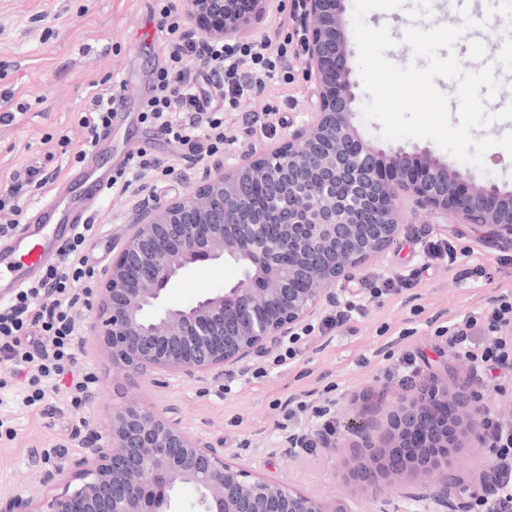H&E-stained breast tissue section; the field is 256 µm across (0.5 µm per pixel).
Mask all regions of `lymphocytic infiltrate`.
<instances>
[{
    "label": "lymphocytic infiltrate",
    "mask_w": 512,
    "mask_h": 512,
    "mask_svg": "<svg viewBox=\"0 0 512 512\" xmlns=\"http://www.w3.org/2000/svg\"><path fill=\"white\" fill-rule=\"evenodd\" d=\"M172 0L160 8L167 65L157 75L141 104V121L151 123L166 138L170 160L130 155L114 170L110 191L135 196L144 191L142 172L170 176L172 158L185 145H193L204 160L223 148L224 120L221 108L236 107L275 76L276 58L287 55L285 47H273L264 38L229 48L223 42L194 36L173 21ZM121 102L120 87L94 95L84 109L82 123L88 136L76 153L85 161L99 142L100 130L110 127ZM99 233L95 224H81L60 249L58 260L12 298L0 302V361L9 372L23 378L17 396L26 406L42 404L48 395H63L80 404L93 379L79 366L82 340L75 309L87 300L86 285L94 273L85 254ZM512 296H500L487 313L464 318L448 330V342L481 371L491 373L502 386L512 385ZM482 440L492 454L490 473L477 493L480 512H512V417L487 416Z\"/></svg>",
    "instance_id": "lymphocytic-infiltrate-1"
}]
</instances>
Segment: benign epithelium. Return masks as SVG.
I'll use <instances>...</instances> for the list:
<instances>
[{"mask_svg": "<svg viewBox=\"0 0 512 512\" xmlns=\"http://www.w3.org/2000/svg\"><path fill=\"white\" fill-rule=\"evenodd\" d=\"M269 2L187 0L186 14L191 27L232 41L257 29ZM345 10V0H293L298 61L315 85L305 123L204 167L193 195L136 214L98 289L95 340L112 367L153 383L243 369L343 300L346 283L397 242L402 201L438 224H474L512 242L511 190L467 185L427 149L385 151L360 137ZM215 261L237 264L241 278L188 305L166 304L178 279ZM484 419L474 382L450 386L430 374L385 427L355 428L362 448L353 477L378 500L416 475L422 512H452L453 456L480 437ZM75 439L82 456L43 475L61 493L1 495L0 512H173L185 485L197 492L198 512H344L259 472L245 448L225 455L171 408L115 406L106 441Z\"/></svg>", "mask_w": 512, "mask_h": 512, "instance_id": "1", "label": "benign epithelium"}]
</instances>
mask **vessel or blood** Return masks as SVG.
I'll list each match as a JSON object with an SVG mask.
<instances>
[{"label": "vessel or blood", "instance_id": "obj_1", "mask_svg": "<svg viewBox=\"0 0 512 512\" xmlns=\"http://www.w3.org/2000/svg\"><path fill=\"white\" fill-rule=\"evenodd\" d=\"M111 170L84 172L55 188L37 218L0 238V300H6L54 262L74 225L90 223L111 180Z\"/></svg>", "mask_w": 512, "mask_h": 512}]
</instances>
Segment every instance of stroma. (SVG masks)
Returning <instances> with one entry per match:
<instances>
[{
    "instance_id": "35a3bbf8",
    "label": "stroma",
    "mask_w": 512,
    "mask_h": 512,
    "mask_svg": "<svg viewBox=\"0 0 512 512\" xmlns=\"http://www.w3.org/2000/svg\"><path fill=\"white\" fill-rule=\"evenodd\" d=\"M499 0H437L438 18L419 19L431 28L436 20L461 23V7L486 20L474 30L482 39L512 40V19L488 15ZM160 0H0V113H12V122L0 123V195L13 169L38 161L50 186L30 189L18 200L19 222H26L35 205L46 203L53 184L71 179L82 166L75 151L86 131L80 114L90 97L111 90L120 78L150 83L166 64L164 44L154 43L159 23ZM374 28L388 26L396 41L387 58L396 65L417 63L402 38L411 21L407 9L373 10L365 17ZM299 26L291 13V0H273L257 28L256 37L273 44H287L293 54L299 48ZM314 84L302 65L291 57L278 61L276 77L261 91L224 114V131L233 136L222 154L198 162L184 151L174 173L164 181L147 176L140 197L105 196L97 223L102 239L88 246L97 273L112 263L115 247L126 235L139 201L161 203L174 196L192 194L207 165L223 162L225 155L245 149H262L278 141L288 126L306 119ZM354 124L362 138L384 149L398 146L412 152L428 149L472 184L493 182L512 190V155L494 147L484 155L483 167L455 160L434 142L419 139L391 143L380 135L378 122L365 120L362 109L368 99L364 87H356ZM138 101H130L112 120V145L138 143L148 157L167 158L164 138L139 118ZM68 138L61 147L60 138ZM451 240L452 259L429 262L424 254L426 238ZM239 276L232 263H202L185 275L167 295L171 305L185 304L231 285ZM406 277L409 287L386 294V280ZM355 302L364 310L339 327L314 331L299 353L275 364L285 345L255 356L247 374L227 372L220 379L199 382L171 378L166 385L112 371L92 336L96 309L82 304L76 320L84 334L81 366L93 373V400L72 408L69 400L50 398L31 409L14 401L16 381L0 369V491L22 496L42 492L45 471L66 465L81 454L75 432L92 431L106 436L108 413L122 401L153 403L157 408H176L191 432L224 443L232 454L248 447L257 467L270 471L294 487L347 512H420L413 498L418 481L408 478L404 488L390 491L381 500L372 497L350 474L358 464L359 439L347 431L355 418L383 426L395 405L410 397L397 371V359L405 352L423 356V374L449 381L477 382L480 400L491 413L512 416V390L502 391L497 382L483 378L471 364L448 347V327L465 316L491 306L501 295L512 293V243L488 237L473 224H438L424 210L402 211L398 243L377 263L368 266L352 284ZM328 408L340 434L332 448H298L287 444L289 433H309L319 420L312 409ZM491 456L482 442L460 449L455 476L463 491L454 500L453 512H469L472 493L481 489Z\"/></svg>"
}]
</instances>
